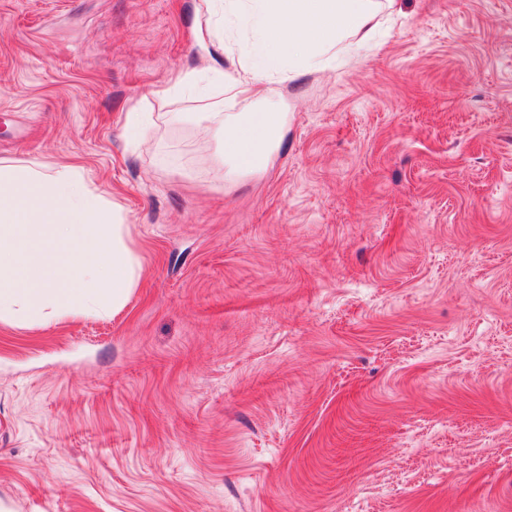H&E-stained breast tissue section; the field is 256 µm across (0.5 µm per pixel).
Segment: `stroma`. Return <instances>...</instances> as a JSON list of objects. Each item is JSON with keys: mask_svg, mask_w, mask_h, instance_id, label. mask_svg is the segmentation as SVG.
Segmentation results:
<instances>
[{"mask_svg": "<svg viewBox=\"0 0 512 512\" xmlns=\"http://www.w3.org/2000/svg\"><path fill=\"white\" fill-rule=\"evenodd\" d=\"M198 3L0 0V159L83 167L142 257L118 313L0 320V512H512V0H396L236 183L122 135L223 59ZM147 133L148 127L141 116L140 105H138L127 112L123 135L127 138L144 141Z\"/></svg>", "mask_w": 512, "mask_h": 512, "instance_id": "1", "label": "stroma"}]
</instances>
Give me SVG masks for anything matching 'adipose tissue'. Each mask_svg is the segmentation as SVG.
<instances>
[{"label":"adipose tissue","instance_id":"ef3b65f1","mask_svg":"<svg viewBox=\"0 0 512 512\" xmlns=\"http://www.w3.org/2000/svg\"><path fill=\"white\" fill-rule=\"evenodd\" d=\"M395 0H203L206 34L236 38L237 19L253 34L207 72L185 70L152 98L173 123L199 121L214 145L223 180L263 169L280 146L288 115L266 86L282 60L291 70L320 71L338 54L366 47ZM193 97L206 112L176 111ZM259 104L237 112L238 99ZM141 257L126 239L118 204L92 189L82 167L0 160V318L32 321L99 314L125 307L139 285Z\"/></svg>","mask_w":512,"mask_h":512}]
</instances>
